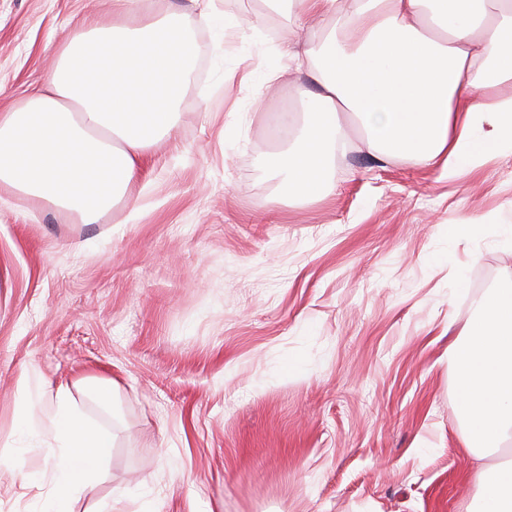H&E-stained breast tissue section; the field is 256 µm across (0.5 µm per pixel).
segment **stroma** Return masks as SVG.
Returning a JSON list of instances; mask_svg holds the SVG:
<instances>
[{
	"instance_id": "35a3bbf8",
	"label": "stroma",
	"mask_w": 512,
	"mask_h": 512,
	"mask_svg": "<svg viewBox=\"0 0 512 512\" xmlns=\"http://www.w3.org/2000/svg\"><path fill=\"white\" fill-rule=\"evenodd\" d=\"M225 51L194 29L199 74L174 132L99 223L0 192V445L65 385L114 443L74 512H475L448 364L477 280L512 271L491 233L512 156L448 176L409 158L337 154L332 194L282 200L270 156L302 81L241 83L275 47L242 40L284 0H213ZM112 0H0V110L47 82L63 37ZM107 381L106 412L86 383ZM47 441L0 460V512H38Z\"/></svg>"
}]
</instances>
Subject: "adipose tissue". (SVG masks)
Segmentation results:
<instances>
[{"mask_svg": "<svg viewBox=\"0 0 512 512\" xmlns=\"http://www.w3.org/2000/svg\"><path fill=\"white\" fill-rule=\"evenodd\" d=\"M188 0L156 15L150 0H112V18L67 35L47 85L0 112V192L95 224L127 190L142 155L180 120L195 72ZM297 23L328 26L323 44L284 38L280 56L311 87L295 139L273 155L282 193L320 200L348 143L341 119L378 159L405 156L449 175L512 155V0H288ZM48 430L27 401L12 443L50 433L55 465L43 512L100 475L111 433L67 386Z\"/></svg>", "mask_w": 512, "mask_h": 512, "instance_id": "obj_1", "label": "adipose tissue"}]
</instances>
